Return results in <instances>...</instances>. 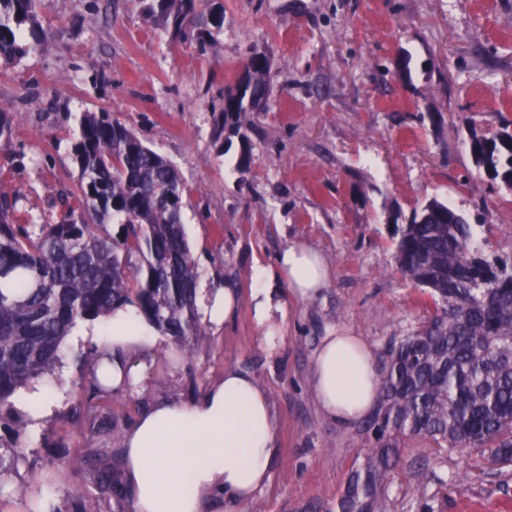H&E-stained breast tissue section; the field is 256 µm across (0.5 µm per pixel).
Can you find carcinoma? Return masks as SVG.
Returning a JSON list of instances; mask_svg holds the SVG:
<instances>
[{
    "label": "carcinoma",
    "instance_id": "obj_1",
    "mask_svg": "<svg viewBox=\"0 0 512 512\" xmlns=\"http://www.w3.org/2000/svg\"><path fill=\"white\" fill-rule=\"evenodd\" d=\"M142 14L173 33L200 38L224 24L220 0H139ZM38 0H0V63L34 53L41 42ZM245 76L225 93L213 142L248 139L253 105L272 94L265 50L250 49ZM475 164L512 187V121L493 137L471 134ZM74 189L58 193L59 217L36 221L0 197V415L30 381L62 361L67 336L132 305L184 349L199 336L198 270L182 224L187 195L178 169L109 112H85L71 145ZM394 259L403 276L427 292L433 312L424 325L394 336L379 372L377 404L366 427L368 452L352 470L336 504L306 512H386L398 442L421 436L463 454L488 449L491 467L512 465V254L474 244L466 218L435 199L393 229ZM79 417L90 433L112 439V388L90 370ZM24 459L17 445L0 448V477ZM103 495L127 506L121 473H94ZM416 512H435L436 495L414 473Z\"/></svg>",
    "mask_w": 512,
    "mask_h": 512
}]
</instances>
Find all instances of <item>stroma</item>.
Returning a JSON list of instances; mask_svg holds the SVG:
<instances>
[{
  "label": "stroma",
  "mask_w": 512,
  "mask_h": 512,
  "mask_svg": "<svg viewBox=\"0 0 512 512\" xmlns=\"http://www.w3.org/2000/svg\"><path fill=\"white\" fill-rule=\"evenodd\" d=\"M211 37L178 36L150 24L138 0H39V51L0 66V110L11 142L0 148V195L22 193L34 216L58 217L51 201L74 186L71 144L83 113L105 110L180 169L182 213L200 274L197 304L217 288L242 305L214 329L201 318L189 355L172 361L163 338L142 382L112 397L113 437L155 400L202 394L225 368L248 371L267 391L278 426L269 478L247 503L217 499L206 512H301L332 502L365 457L364 423L327 418L311 391L314 355L332 329L368 342L375 358L403 330L425 321L428 294L395 263L394 216L437 198L468 217L478 245L512 253V188L491 181L471 157V133L512 120V0H222ZM272 57L273 94L252 114L247 143L220 152L211 137L215 103L234 88L249 47ZM246 167H239L240 158ZM325 258L330 278L309 298L281 287L285 316L262 335L251 302L258 267L293 242ZM80 324L63 363L44 376L63 400L38 434L0 427V442L25 454L0 493V512H23L18 491L48 489L59 512H106L76 449L97 448L74 413L82 378L107 334ZM422 437L400 442L388 512H415L414 471L445 474L435 512H512V467L492 469L481 451L435 462ZM62 470L43 486V472ZM84 494L74 508L68 494Z\"/></svg>",
  "instance_id": "stroma-1"
}]
</instances>
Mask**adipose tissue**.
<instances>
[{
	"label": "adipose tissue",
	"instance_id": "adipose-tissue-1",
	"mask_svg": "<svg viewBox=\"0 0 512 512\" xmlns=\"http://www.w3.org/2000/svg\"><path fill=\"white\" fill-rule=\"evenodd\" d=\"M328 276L317 251L289 245L275 265L256 272L251 301L258 325L267 335L276 332L280 284L307 298L325 287ZM155 333L135 307L113 312L101 353L112 359L114 390L141 381ZM312 390L321 410L337 423L351 425L367 416L376 402L377 376L365 339L347 331L325 337L315 353ZM276 441L269 396L246 372L225 369L223 377L189 400H157L121 439L133 512H203L218 498L248 502L268 480Z\"/></svg>",
	"mask_w": 512,
	"mask_h": 512
}]
</instances>
